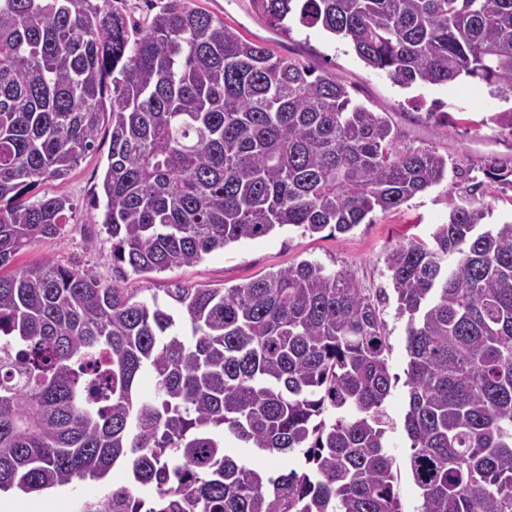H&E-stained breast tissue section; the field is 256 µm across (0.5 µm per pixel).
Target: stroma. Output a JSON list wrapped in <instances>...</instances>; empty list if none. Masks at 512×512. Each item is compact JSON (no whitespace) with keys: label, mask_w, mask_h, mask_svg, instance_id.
<instances>
[{"label":"stroma","mask_w":512,"mask_h":512,"mask_svg":"<svg viewBox=\"0 0 512 512\" xmlns=\"http://www.w3.org/2000/svg\"><path fill=\"white\" fill-rule=\"evenodd\" d=\"M192 6L211 12L253 41L266 44L280 53H293L330 73L346 84L359 102L376 112L388 113L399 132L403 147H431L447 158L450 174L439 185L416 194L398 209L370 213L362 224L345 234L302 233L283 227L270 234L228 245L206 255L190 266L162 272L126 273L112 270L111 244L100 221V212L92 205L107 169L109 133H101L96 152L87 155L61 182L48 180L36 190L37 196L65 193L74 210L60 234L46 242L33 243L20 253L13 265L24 268L45 261L72 268H93L103 283L114 284L146 298L178 283L188 288H231L247 283L268 271L309 260L326 270H346L368 296L391 288L386 256L401 238L430 240L437 225L448 220V202L457 192L456 172L465 171L474 180H482L484 159L491 153L512 154V136L488 122L490 113L511 107L495 97L483 84L459 81L448 84H423L401 87L385 73L367 67L344 41L319 28L293 26L287 33L274 29L258 17L251 0H190ZM451 113L453 123L430 119L436 109ZM391 349L389 368L395 384L385 401L389 417L385 442L397 468L395 490L402 512H423V499L410 470L411 441L404 428L408 409L406 370V320L397 311L395 300L380 306ZM123 472L113 470L106 482L83 480L63 488L60 496L49 498L45 512H77L79 499L99 496L104 486L123 480Z\"/></svg>","instance_id":"35a3bbf8"}]
</instances>
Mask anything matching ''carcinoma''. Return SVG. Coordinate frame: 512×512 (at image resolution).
Returning <instances> with one entry per match:
<instances>
[{"label":"carcinoma","mask_w":512,"mask_h":512,"mask_svg":"<svg viewBox=\"0 0 512 512\" xmlns=\"http://www.w3.org/2000/svg\"><path fill=\"white\" fill-rule=\"evenodd\" d=\"M349 42L398 85L512 98V0H252ZM111 129L112 268L161 272L292 226L345 234L438 185L448 160L188 0L137 28L97 0H0V491L128 477L79 512H402L384 441L379 306L303 260L232 288L136 300L91 269H4L69 222L64 180ZM449 200L433 244L386 257L406 321L410 469L423 512H512V223L481 227L512 156ZM457 260L448 266V256ZM144 371L153 397L139 394ZM303 462L276 476L226 435Z\"/></svg>","instance_id":"1"}]
</instances>
